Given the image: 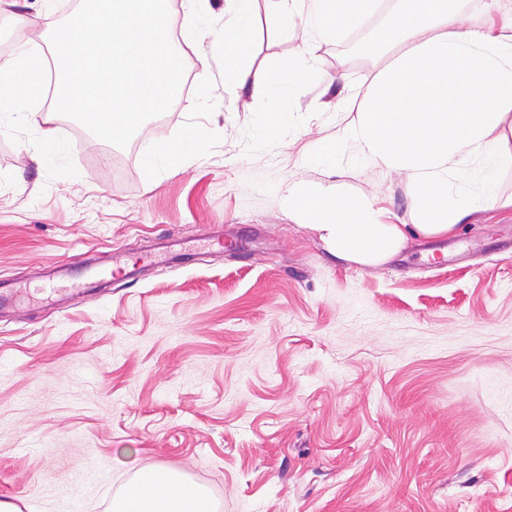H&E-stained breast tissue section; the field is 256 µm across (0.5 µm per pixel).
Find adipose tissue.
<instances>
[{
  "mask_svg": "<svg viewBox=\"0 0 512 512\" xmlns=\"http://www.w3.org/2000/svg\"><path fill=\"white\" fill-rule=\"evenodd\" d=\"M400 9L375 36L388 59L369 89L351 107L336 142L311 148L314 166L339 163L345 152L358 162L403 174L414 191V223L395 224L385 209L363 198L330 194L302 184L288 205L337 259L360 266L385 264L409 236H445L472 213L512 209V195L495 188L498 170L512 165V0L478 24L461 19L458 0H401ZM270 5L281 32L297 14L308 20L307 47L288 67L247 63V35L258 4ZM374 0H224V83L264 99L255 132L267 139L290 125L286 99L316 65L312 45L339 39L369 13ZM172 0H88L83 16L39 26L17 15L33 33L30 46L0 60V128L29 123L55 162L72 146L60 141L55 116L88 120L99 138L117 140L145 118L169 110L181 95L171 74L210 28V0H182L177 34H169ZM26 89L15 95L16 78ZM505 88L494 106L491 87ZM204 136L189 130L177 144H148L142 160L151 175L168 173ZM112 512H213L208 495L177 473L147 467L115 501Z\"/></svg>",
  "mask_w": 512,
  "mask_h": 512,
  "instance_id": "obj_1",
  "label": "adipose tissue"
}]
</instances>
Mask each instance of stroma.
<instances>
[{"instance_id": "35a3bbf8", "label": "stroma", "mask_w": 512, "mask_h": 512, "mask_svg": "<svg viewBox=\"0 0 512 512\" xmlns=\"http://www.w3.org/2000/svg\"><path fill=\"white\" fill-rule=\"evenodd\" d=\"M254 66L298 54L259 7ZM224 23L187 59L175 112L124 140L58 116L0 132V501L20 512H112L146 467L205 490L214 512H512V211L472 214L386 265L332 257L288 212L303 182L376 198L411 221L405 177L310 168L383 59L315 46L289 134L253 132L261 101L224 85ZM206 147L164 178L143 143ZM169 261L45 291L46 266L112 251Z\"/></svg>"}]
</instances>
